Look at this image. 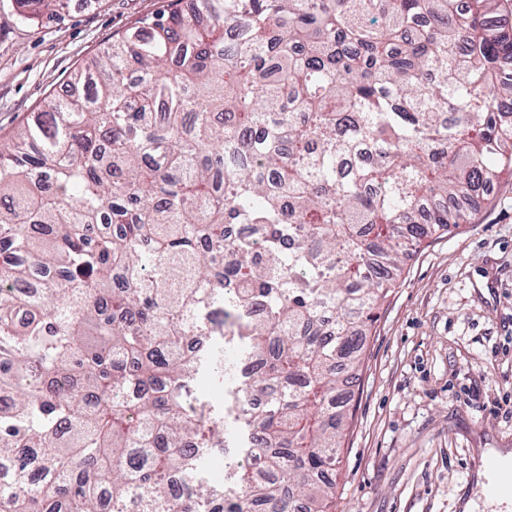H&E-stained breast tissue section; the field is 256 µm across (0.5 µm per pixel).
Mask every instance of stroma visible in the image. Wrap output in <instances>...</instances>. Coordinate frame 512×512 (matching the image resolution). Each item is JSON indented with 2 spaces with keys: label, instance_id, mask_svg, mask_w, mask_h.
Returning <instances> with one entry per match:
<instances>
[{
  "label": "stroma",
  "instance_id": "stroma-1",
  "mask_svg": "<svg viewBox=\"0 0 512 512\" xmlns=\"http://www.w3.org/2000/svg\"><path fill=\"white\" fill-rule=\"evenodd\" d=\"M174 0H66L26 21L0 0V136L135 21ZM471 223L407 257L376 311L350 384L354 413L336 473V512H497L480 500L484 448L512 449V173Z\"/></svg>",
  "mask_w": 512,
  "mask_h": 512
}]
</instances>
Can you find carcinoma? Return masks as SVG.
<instances>
[{
	"label": "carcinoma",
	"mask_w": 512,
	"mask_h": 512,
	"mask_svg": "<svg viewBox=\"0 0 512 512\" xmlns=\"http://www.w3.org/2000/svg\"><path fill=\"white\" fill-rule=\"evenodd\" d=\"M195 2L0 138V512H335L337 363L402 258L512 172L505 0Z\"/></svg>",
	"instance_id": "1"
}]
</instances>
